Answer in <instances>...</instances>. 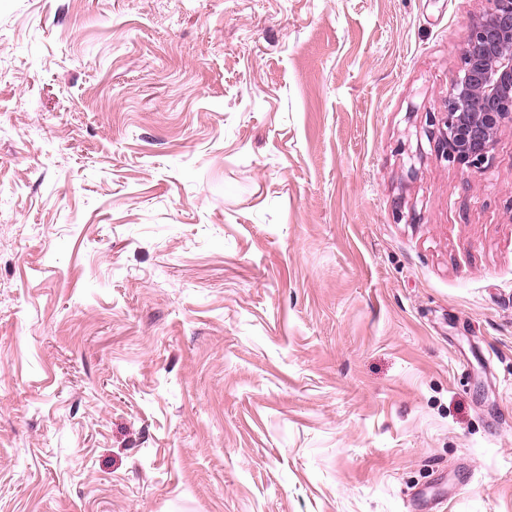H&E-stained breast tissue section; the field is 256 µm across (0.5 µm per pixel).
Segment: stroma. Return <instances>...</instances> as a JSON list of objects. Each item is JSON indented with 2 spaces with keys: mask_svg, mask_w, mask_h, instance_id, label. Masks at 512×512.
Listing matches in <instances>:
<instances>
[{
  "mask_svg": "<svg viewBox=\"0 0 512 512\" xmlns=\"http://www.w3.org/2000/svg\"><path fill=\"white\" fill-rule=\"evenodd\" d=\"M486 0H0V512H512ZM469 26L446 112L434 115L441 161L482 172L501 131L512 129V0H486Z\"/></svg>",
  "mask_w": 512,
  "mask_h": 512,
  "instance_id": "35a3bbf8",
  "label": "stroma"
}]
</instances>
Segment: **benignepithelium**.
Segmentation results:
<instances>
[{
    "label": "benign epithelium",
    "instance_id": "7a95c632",
    "mask_svg": "<svg viewBox=\"0 0 512 512\" xmlns=\"http://www.w3.org/2000/svg\"><path fill=\"white\" fill-rule=\"evenodd\" d=\"M469 26L446 111L434 117L438 158L481 172L501 131L512 129V0H486Z\"/></svg>",
    "mask_w": 512,
    "mask_h": 512
}]
</instances>
